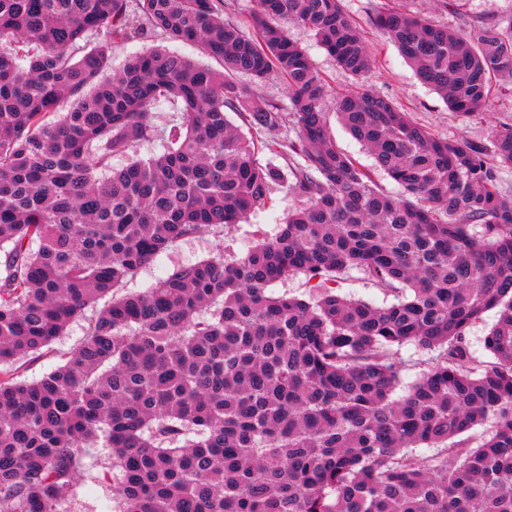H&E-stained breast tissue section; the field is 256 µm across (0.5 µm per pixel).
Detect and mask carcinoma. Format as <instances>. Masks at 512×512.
<instances>
[{
  "label": "carcinoma",
  "mask_w": 512,
  "mask_h": 512,
  "mask_svg": "<svg viewBox=\"0 0 512 512\" xmlns=\"http://www.w3.org/2000/svg\"><path fill=\"white\" fill-rule=\"evenodd\" d=\"M222 3L0 0V512H68L95 445L118 477L112 512H512V128L489 146L441 139L368 88L344 0H256L251 35ZM290 23L360 80L336 114L401 195L336 146ZM375 23L455 112L512 76V23ZM158 30L220 68L148 48L101 78L114 39ZM272 72L296 137L259 147L229 112L261 129L283 114L231 76ZM162 100L179 112L163 152L113 170L157 136ZM280 184L296 203L248 253L126 290L174 242L269 208ZM352 270L396 302L336 295ZM298 275L308 298L269 293ZM490 310L480 358L467 331ZM79 317L83 339L57 353ZM410 344L429 358L404 386Z\"/></svg>",
  "instance_id": "carcinoma-1"
}]
</instances>
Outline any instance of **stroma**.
<instances>
[{"label": "stroma", "mask_w": 512, "mask_h": 512, "mask_svg": "<svg viewBox=\"0 0 512 512\" xmlns=\"http://www.w3.org/2000/svg\"><path fill=\"white\" fill-rule=\"evenodd\" d=\"M345 6L355 22L361 25L372 52V68L365 78L366 83L379 95L410 112L418 124L443 139L463 137L485 145L490 144L498 130L512 126V80L494 82L489 100L481 111L468 115L454 112L436 91L418 80L387 36L372 24L377 14L393 7L425 17L452 31L464 32L481 25L505 26L512 23V0H456L453 6L447 8L441 5L440 0H345ZM288 33L306 51L324 81L326 110H334L337 95L354 86L353 77L320 47L308 28L292 24L288 27ZM152 47L165 48L202 64L208 61L197 45L172 41L164 34L154 33L144 39L113 43L110 71H118L130 57ZM330 130L342 151L365 169L371 170L379 189L392 195L398 194L397 184L383 172L374 169L371 155L338 120H331ZM271 198L270 209L251 214L247 222L226 229L223 234L204 232L177 242L143 267L128 283V290L139 291L151 287L168 277L181 264L206 260L219 253L227 257L245 255L263 236L274 233L277 224L283 221L295 203L293 194L284 186L274 187ZM89 454L101 462L102 467L96 479L81 481L72 504L73 512H112V493L117 478L106 463L108 451L93 448Z\"/></svg>", "instance_id": "35a3bbf8"}]
</instances>
